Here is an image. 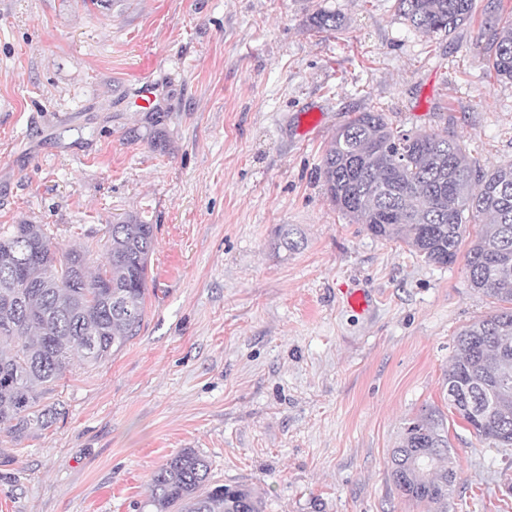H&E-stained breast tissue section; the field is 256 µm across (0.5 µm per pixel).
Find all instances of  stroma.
I'll use <instances>...</instances> for the list:
<instances>
[{
    "instance_id": "obj_1",
    "label": "stroma",
    "mask_w": 512,
    "mask_h": 512,
    "mask_svg": "<svg viewBox=\"0 0 512 512\" xmlns=\"http://www.w3.org/2000/svg\"><path fill=\"white\" fill-rule=\"evenodd\" d=\"M486 3L442 38L395 0H0V225H49L93 268L108 225L155 227L137 334L71 361L41 399L50 427L0 433V512H139L185 448L265 512H434L387 466L430 408L452 446L448 512H512V448L476 437L444 386L457 333L493 299L463 261L352 223L319 174L364 111L512 162V84L481 58ZM322 7L341 29L311 26ZM147 79L150 111L134 101Z\"/></svg>"
}]
</instances>
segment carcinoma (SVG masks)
<instances>
[{
	"label": "carcinoma",
	"mask_w": 512,
	"mask_h": 512,
	"mask_svg": "<svg viewBox=\"0 0 512 512\" xmlns=\"http://www.w3.org/2000/svg\"><path fill=\"white\" fill-rule=\"evenodd\" d=\"M501 0L484 7V66L512 83V17ZM475 0H396L398 16L419 33L449 36L470 22ZM313 27L334 31L336 11L321 8ZM325 194L355 224L405 243L425 261H456L463 242L471 287L501 304L466 326L445 375L448 404L474 433L512 447V163L484 167L461 141L391 126L379 112L341 125L319 167ZM474 224L481 225L470 232ZM154 225H108L107 265L88 271L89 250H63L44 224L0 227V431L20 436L56 419L39 397L73 358L96 364L137 334L144 316ZM210 464L184 448L155 473L140 512H264L256 490L213 486ZM454 471L440 410L406 423L389 472L407 499L446 512Z\"/></svg>",
	"instance_id": "obj_1"
}]
</instances>
